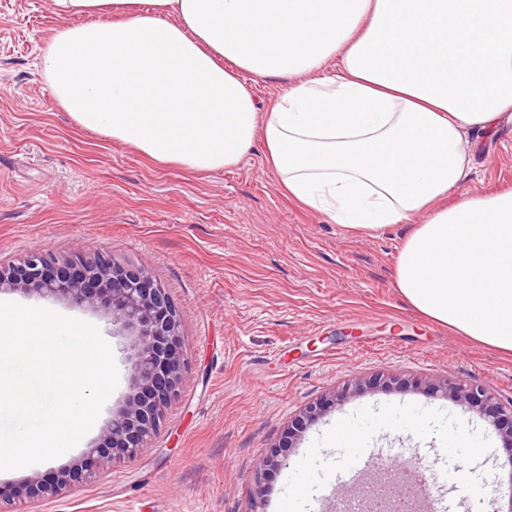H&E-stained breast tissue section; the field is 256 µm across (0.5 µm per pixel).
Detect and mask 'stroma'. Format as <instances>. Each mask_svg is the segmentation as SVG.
Listing matches in <instances>:
<instances>
[{"label": "stroma", "mask_w": 512, "mask_h": 512, "mask_svg": "<svg viewBox=\"0 0 512 512\" xmlns=\"http://www.w3.org/2000/svg\"><path fill=\"white\" fill-rule=\"evenodd\" d=\"M51 0H0V261L75 244L146 266L180 311L188 342L185 381L147 448L80 480L63 495L9 512H246L255 471L291 421L344 385L381 374L404 380L339 401L265 483L267 512H281L291 481L308 494L344 468L337 426L370 448L433 466L452 512H496L456 483V451L491 485L512 482V458L477 413L425 391L447 380L482 386L512 403V354L457 335L420 314L394 286L412 224L357 236L288 202L254 146L229 170L163 165L133 146L79 127L54 99L40 65L66 25ZM512 184V123L475 159L461 189ZM43 306L97 325L126 373V340L103 315L36 296ZM467 438L450 448L458 421Z\"/></svg>", "instance_id": "35a3bbf8"}]
</instances>
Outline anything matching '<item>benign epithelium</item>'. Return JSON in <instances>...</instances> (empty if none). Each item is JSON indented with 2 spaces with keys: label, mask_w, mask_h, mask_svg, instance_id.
I'll use <instances>...</instances> for the list:
<instances>
[{
  "label": "benign epithelium",
  "mask_w": 512,
  "mask_h": 512,
  "mask_svg": "<svg viewBox=\"0 0 512 512\" xmlns=\"http://www.w3.org/2000/svg\"><path fill=\"white\" fill-rule=\"evenodd\" d=\"M20 292L53 298L71 306L104 313L112 330L128 339V390L112 407L97 440L85 448L74 462L43 480L34 476L22 492L0 486V502L14 497L33 501L58 495L74 482L96 474V469L117 458L130 457L147 447L157 433L166 407L178 396L185 369L187 346L180 331V314L166 289L143 266L118 263L109 255L84 253L80 246L67 258L58 259L41 251L30 253L18 264H0V294ZM378 378L350 384L338 393L307 407L288 426L278 449L263 456L258 480L273 468H285L282 453L293 445L296 433L326 413L336 400L364 388H375ZM438 390L461 405L477 410L503 436L512 459V404L504 406L479 385L446 381ZM369 487L380 497L378 510L393 512L400 498L410 509L417 503L410 487L379 473Z\"/></svg>",
  "instance_id": "obj_1"
}]
</instances>
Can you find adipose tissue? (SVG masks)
Returning a JSON list of instances; mask_svg holds the SVG:
<instances>
[{"label": "adipose tissue", "instance_id": "1", "mask_svg": "<svg viewBox=\"0 0 512 512\" xmlns=\"http://www.w3.org/2000/svg\"><path fill=\"white\" fill-rule=\"evenodd\" d=\"M47 41L80 127L197 172L254 143L288 200L358 233L413 223L395 286L512 351V185L463 193L512 121V0H53ZM285 84L259 101L247 77Z\"/></svg>", "mask_w": 512, "mask_h": 512}]
</instances>
